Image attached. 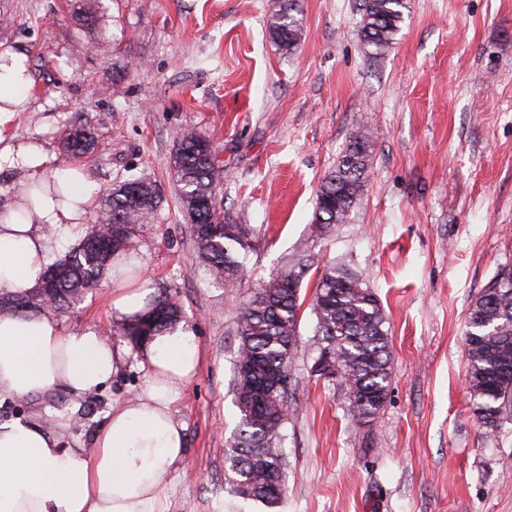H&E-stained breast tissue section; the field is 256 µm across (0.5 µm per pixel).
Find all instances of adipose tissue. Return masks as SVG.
I'll use <instances>...</instances> for the list:
<instances>
[{
  "instance_id": "1",
  "label": "adipose tissue",
  "mask_w": 512,
  "mask_h": 512,
  "mask_svg": "<svg viewBox=\"0 0 512 512\" xmlns=\"http://www.w3.org/2000/svg\"><path fill=\"white\" fill-rule=\"evenodd\" d=\"M24 59L0 51V126L29 107L31 79ZM22 170L12 201L0 210V296L35 288L58 249L57 230L85 223L98 187L82 170L52 166L42 144L21 141L0 148V163ZM69 187L66 200L42 195L37 221L24 216L29 187ZM143 279L112 282V308L131 319L146 308ZM150 373L133 398L113 405L91 448L62 447L47 427L0 420V512H162L168 469L184 455L182 428L173 410L181 389L198 373L201 348L180 325L147 347ZM118 358L103 333L62 335L47 311L0 314V396L46 395L64 390L90 395L117 370Z\"/></svg>"
}]
</instances>
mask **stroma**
<instances>
[{"instance_id":"35a3bbf8","label":"stroma","mask_w":512,"mask_h":512,"mask_svg":"<svg viewBox=\"0 0 512 512\" xmlns=\"http://www.w3.org/2000/svg\"><path fill=\"white\" fill-rule=\"evenodd\" d=\"M361 4L299 0L304 38L288 52L269 30L279 0H0V48L26 55L32 79L28 111L0 136L38 141L65 167L60 137L80 122L97 144L76 165L99 194L141 174L162 194L135 249L152 287L178 295L203 351L175 404L185 454L164 512H512V419L486 434L465 383L469 308L512 265V0H408L375 60L358 39ZM187 129L216 149L218 207L253 229L230 291L205 274L170 178ZM356 134L373 153L351 221L312 240L316 192ZM302 255L347 264L376 295L390 386L371 422H352L345 392L312 370L315 318L303 307L285 497L269 509L224 486L236 319ZM111 288L102 279L56 315L62 334H108L121 358L111 382L79 399L0 397L1 420L62 417L64 443L87 448L113 403L139 393L147 358L114 334Z\"/></svg>"}]
</instances>
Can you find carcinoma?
Returning a JSON list of instances; mask_svg holds the SVG:
<instances>
[{
    "label": "carcinoma",
    "instance_id": "carcinoma-1",
    "mask_svg": "<svg viewBox=\"0 0 512 512\" xmlns=\"http://www.w3.org/2000/svg\"><path fill=\"white\" fill-rule=\"evenodd\" d=\"M406 8L407 0H362L358 35L366 53L380 56L391 48ZM296 13L297 0H281L270 25L273 39L286 50L303 39ZM60 146L66 156L81 158L94 149L95 141L90 131L75 125L65 130ZM371 158V144L352 136L317 193L310 224L314 238H324L334 224L349 223ZM171 171L200 262L214 282L226 289L237 287L244 271L240 254L251 248L250 228L217 206L220 168L210 140L193 129L183 131ZM160 202L156 182L147 178L115 185L96 217L100 227L54 261L48 267L51 278H42L38 288L16 298L0 297V312L21 314L46 306L67 310L97 286L119 255L126 256L122 273L135 271L130 244L151 223ZM310 267L300 259L253 291L236 323L239 347L232 389L240 418L225 453L224 481L235 496L269 508L283 499L287 462L281 443L290 414L288 362L283 355L296 346L301 286ZM313 288L311 310L320 344L314 371L324 378L338 374L349 416L360 424L378 413L390 384L381 305L344 264L324 265ZM147 312L118 330L135 350L184 318L179 299L167 290L148 298ZM465 344L474 411L492 433L512 417V266L500 269L470 307Z\"/></svg>",
    "mask_w": 512,
    "mask_h": 512
}]
</instances>
